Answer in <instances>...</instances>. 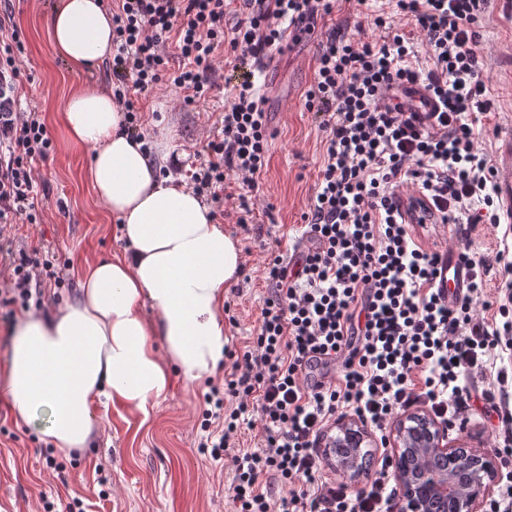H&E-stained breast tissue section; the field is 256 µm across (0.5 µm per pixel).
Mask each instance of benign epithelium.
Listing matches in <instances>:
<instances>
[{
	"label": "benign epithelium",
	"mask_w": 512,
	"mask_h": 512,
	"mask_svg": "<svg viewBox=\"0 0 512 512\" xmlns=\"http://www.w3.org/2000/svg\"><path fill=\"white\" fill-rule=\"evenodd\" d=\"M392 438L400 512H477L495 478L488 456L446 444L439 423L416 412L397 420Z\"/></svg>",
	"instance_id": "1"
}]
</instances>
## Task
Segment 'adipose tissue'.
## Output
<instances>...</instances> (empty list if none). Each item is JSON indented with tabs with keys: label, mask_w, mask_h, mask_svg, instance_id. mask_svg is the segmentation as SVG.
<instances>
[{
	"label": "adipose tissue",
	"mask_w": 512,
	"mask_h": 512,
	"mask_svg": "<svg viewBox=\"0 0 512 512\" xmlns=\"http://www.w3.org/2000/svg\"><path fill=\"white\" fill-rule=\"evenodd\" d=\"M54 51L76 70L112 55V20L102 0H56ZM60 118L91 154L86 178L117 222L122 254L87 263L76 300L20 316L0 393L18 420L43 422L63 456L103 431L99 405L149 416L171 369L196 381L224 365V300L242 268L238 239L180 177L162 175L172 146L145 151L125 131L122 103L89 85L70 95ZM162 337L165 354L154 349Z\"/></svg>",
	"instance_id": "adipose-tissue-1"
}]
</instances>
